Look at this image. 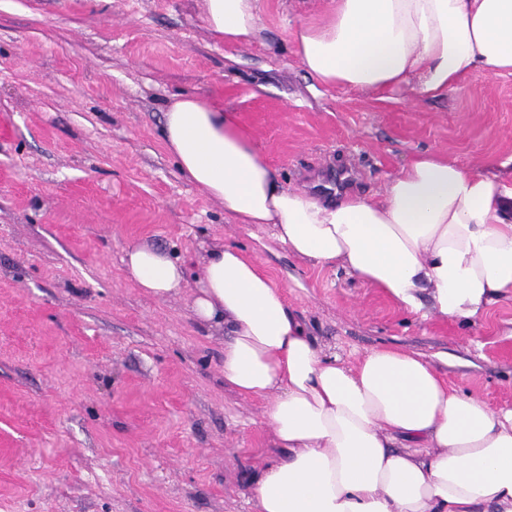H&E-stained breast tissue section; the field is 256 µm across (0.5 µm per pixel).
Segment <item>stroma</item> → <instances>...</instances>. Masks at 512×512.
Returning a JSON list of instances; mask_svg holds the SVG:
<instances>
[{
  "label": "stroma",
  "mask_w": 512,
  "mask_h": 512,
  "mask_svg": "<svg viewBox=\"0 0 512 512\" xmlns=\"http://www.w3.org/2000/svg\"><path fill=\"white\" fill-rule=\"evenodd\" d=\"M203 0H0V512H252L275 453L268 401L224 384V343L188 294L146 297L127 249L198 275L207 246L256 260L325 355L399 347L493 409L512 408V300L461 325L412 314L345 270L291 256L180 174L162 138L172 98L236 112L280 181L343 178L379 195L428 150L482 169L512 161V74L438 100L315 85L286 35L325 0H260L256 41L207 30Z\"/></svg>",
  "instance_id": "stroma-1"
}]
</instances>
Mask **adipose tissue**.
<instances>
[{
	"mask_svg": "<svg viewBox=\"0 0 512 512\" xmlns=\"http://www.w3.org/2000/svg\"><path fill=\"white\" fill-rule=\"evenodd\" d=\"M217 40L252 43L259 0H203ZM320 86L443 97L466 79L512 73V0H325L289 31ZM162 137L183 177L237 224L319 267H341L406 311L464 323L512 299V180L424 152L380 198L333 202L283 185L235 112L185 94ZM122 262L142 293L187 286L166 251L135 245ZM191 308L223 332L224 382L269 399L276 454L250 482L254 512H512V409L448 385L420 356L383 347L352 366L323 355L255 260L217 244L202 257Z\"/></svg>",
	"mask_w": 512,
	"mask_h": 512,
	"instance_id": "1",
	"label": "adipose tissue"
}]
</instances>
